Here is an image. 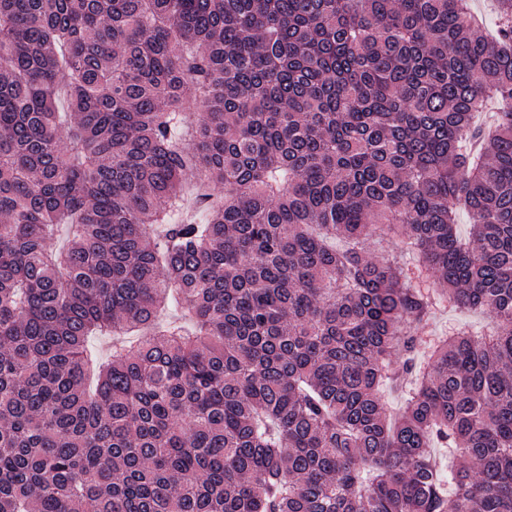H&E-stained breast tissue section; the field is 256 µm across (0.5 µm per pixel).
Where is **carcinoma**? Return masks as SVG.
Here are the masks:
<instances>
[{
  "label": "carcinoma",
  "mask_w": 512,
  "mask_h": 512,
  "mask_svg": "<svg viewBox=\"0 0 512 512\" xmlns=\"http://www.w3.org/2000/svg\"><path fill=\"white\" fill-rule=\"evenodd\" d=\"M498 12L0 0V512H512V108L474 121L512 102ZM438 299L494 335L418 359Z\"/></svg>",
  "instance_id": "obj_1"
}]
</instances>
